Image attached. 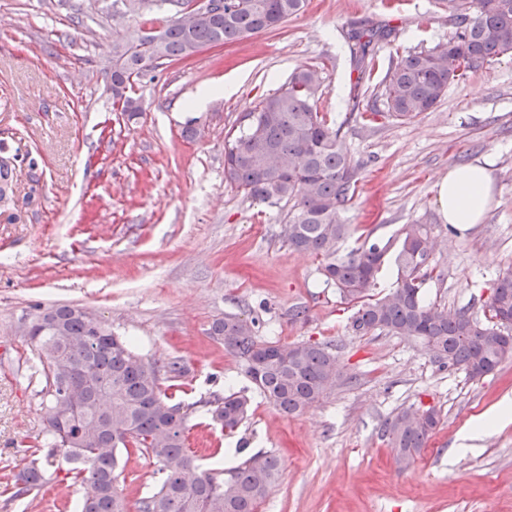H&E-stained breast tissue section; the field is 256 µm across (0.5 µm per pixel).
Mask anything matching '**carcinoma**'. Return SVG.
<instances>
[{
	"label": "carcinoma",
	"mask_w": 512,
	"mask_h": 512,
	"mask_svg": "<svg viewBox=\"0 0 512 512\" xmlns=\"http://www.w3.org/2000/svg\"><path fill=\"white\" fill-rule=\"evenodd\" d=\"M188 0H112L136 20L153 7ZM218 14H195L189 26L170 19L157 42L133 28L112 41L113 106L135 115L132 85L165 63L194 56L201 48L234 43L277 29L298 14L306 0H223ZM454 32L429 50L398 58L381 93L384 110L371 115L410 120L434 108L448 87L505 55L512 56V0H448ZM396 38L384 25L353 27L347 33L351 61L360 73L373 66L379 44ZM322 85L317 71L292 73L275 92L244 115L224 141V178L253 204H290L284 237L288 246L321 260L325 282L356 307L350 328L357 335L379 331L414 340L441 357V367L471 378L492 372L512 358V270L490 287L482 315L454 314L426 299L428 284L442 277L432 258L430 224H404L385 242L365 237L348 251L342 244L352 225L341 212L356 193L358 163L340 144V129L317 108ZM391 258L397 278L377 296L378 279ZM256 320L235 314L213 322L210 336L236 355L252 384L280 413L297 416L332 390L339 378L338 346L305 340L281 344L261 339ZM45 379L44 440L31 452L10 499L39 490L59 471L84 489L78 512H127L116 486L119 450L156 466L153 491L140 512H257L276 482L281 462L269 452L245 458L226 471L201 469L186 448L192 404L161 387L162 375L176 380V359H147L133 343L103 322L84 320L78 309L56 304L37 315L29 333ZM207 413L224 432L235 433L249 411L241 392L216 395ZM440 423L433 406L404 409L382 425L381 435L401 467L410 465Z\"/></svg>",
	"instance_id": "carcinoma-1"
}]
</instances>
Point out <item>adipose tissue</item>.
<instances>
[{
	"mask_svg": "<svg viewBox=\"0 0 512 512\" xmlns=\"http://www.w3.org/2000/svg\"><path fill=\"white\" fill-rule=\"evenodd\" d=\"M490 161L450 168L436 185V203L446 224L456 231L481 223L495 194Z\"/></svg>",
	"mask_w": 512,
	"mask_h": 512,
	"instance_id": "obj_1",
	"label": "adipose tissue"
}]
</instances>
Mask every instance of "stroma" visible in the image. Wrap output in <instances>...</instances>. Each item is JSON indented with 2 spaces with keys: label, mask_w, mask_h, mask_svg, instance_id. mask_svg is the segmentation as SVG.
<instances>
[{
  "label": "stroma",
  "mask_w": 512,
  "mask_h": 512,
  "mask_svg": "<svg viewBox=\"0 0 512 512\" xmlns=\"http://www.w3.org/2000/svg\"><path fill=\"white\" fill-rule=\"evenodd\" d=\"M397 30L374 70L358 74L345 35L354 26ZM117 27L112 0H0V158L11 190L0 201V468L17 474L41 439L46 405L36 350L23 333L37 306L94 310L138 352L185 367L176 399L194 405L191 448H218L209 468L257 452L282 461L258 512H512V424L464 442L477 417L512 401V358L473 379L440 369L397 336H354V312L319 272L316 256L288 247L285 208L246 201L224 179V137L293 72L322 77L317 101L360 164L344 223L385 240L430 224L444 272L426 296L450 312L481 314L490 286L512 268V57L452 84L430 111L364 123L398 55L427 50L452 30L446 0H307L280 28L157 69L129 94L136 117L113 110L105 69ZM365 94L353 100L350 86ZM232 84V93L219 88ZM208 91L194 105L199 91ZM194 125L196 137L184 130ZM493 161L496 195L482 223L448 232L436 184L449 168ZM306 307L305 319L289 317ZM232 313L257 318L265 340L341 347L343 381L297 416L254 388L237 357L209 334ZM243 390L248 420L232 435L202 406ZM432 405L441 422L415 462L398 468L384 421ZM154 466L131 455L117 485L129 512L152 492ZM80 487L49 480L0 512H74Z\"/></svg>",
  "instance_id": "obj_1"
}]
</instances>
